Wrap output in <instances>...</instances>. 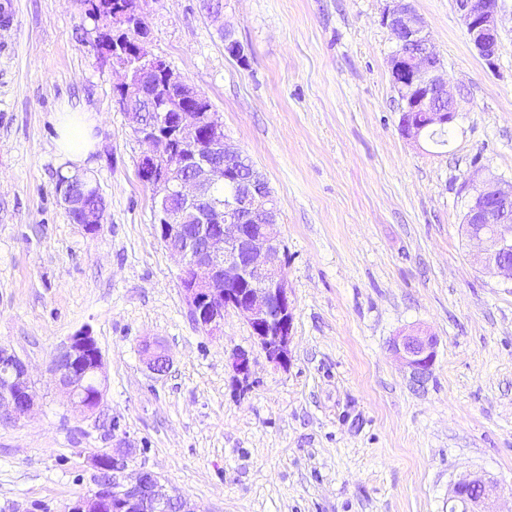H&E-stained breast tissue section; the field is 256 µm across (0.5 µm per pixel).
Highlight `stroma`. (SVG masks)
Returning a JSON list of instances; mask_svg holds the SVG:
<instances>
[{"label": "stroma", "mask_w": 512, "mask_h": 512, "mask_svg": "<svg viewBox=\"0 0 512 512\" xmlns=\"http://www.w3.org/2000/svg\"><path fill=\"white\" fill-rule=\"evenodd\" d=\"M410 3L457 102L443 146L400 131L391 0L143 5L152 54L205 94L269 182L293 300L282 367L238 315L213 338L188 321L138 176L145 147L83 0H0V343L38 391L29 416L0 423V512H63L116 438L198 512H448L471 475L497 483L493 512H512V284L474 262L463 226L474 166L512 181V0H499L491 65L450 0ZM228 33L246 63L225 54ZM66 106L99 118L95 235L56 191ZM416 327L439 339L421 387L388 348ZM85 328L106 376L93 413L49 370ZM152 339L171 360L160 375L141 353ZM236 348L254 386L233 377Z\"/></svg>", "instance_id": "35a3bbf8"}]
</instances>
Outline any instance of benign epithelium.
<instances>
[{"label":"benign epithelium","mask_w":512,"mask_h":512,"mask_svg":"<svg viewBox=\"0 0 512 512\" xmlns=\"http://www.w3.org/2000/svg\"><path fill=\"white\" fill-rule=\"evenodd\" d=\"M383 16V23L396 35L398 44L415 45L416 55L397 48L390 57L392 82L400 91L402 110L408 112L401 132L418 142L433 126L446 128L456 119L453 96L448 109H438L434 100L448 92L440 75L442 62L430 49L424 19L405 0ZM499 0H453L466 34L476 53L494 65L498 54ZM133 28L134 48L129 63L119 68L122 80L116 84V102L132 121V131L148 145L139 164L140 179L156 198L157 232L167 249L181 264L179 280L186 312L194 325L208 336L224 335V317L234 313L251 329L266 358L279 366L290 360L293 330V302L285 275L287 251L277 222V209L267 180L247 155L224 136L218 113L194 111L191 103L205 96L163 59L147 48L148 30L141 6L133 12L112 11V28ZM165 76V84H149L148 77ZM154 109V119L143 120L144 107ZM170 131L187 154L180 160L163 158L162 133ZM234 157L247 176L232 196L219 198L214 188L224 180V159ZM477 167L465 179L468 201L463 224L466 235L478 245L474 260L495 275L512 283V181H477ZM67 210L77 215L89 234L97 233L105 213V202L97 184L78 173L58 186ZM437 337L424 330L402 332L389 343L390 351L410 369L413 378L425 382L436 360ZM147 367L164 373L170 359L161 345L146 344ZM229 366L239 383L251 376L249 352L232 350ZM103 355L88 329L80 330L53 357L51 370L59 376L71 407L79 412L98 408L103 388L93 403L85 400L82 371L99 376ZM37 392L27 366L6 346L0 345V422L16 423L35 407ZM133 449L120 441L116 447L97 455L92 465L98 472L96 488L65 507V512H101L103 506L120 498L124 512H196L188 500L171 497L161 478L151 470H132ZM110 458L112 468L103 466ZM497 486L481 476L457 482L449 499L451 512H488L486 505Z\"/></svg>","instance_id":"1"}]
</instances>
